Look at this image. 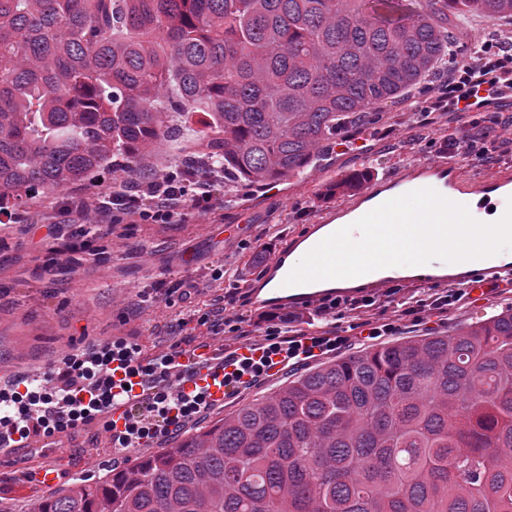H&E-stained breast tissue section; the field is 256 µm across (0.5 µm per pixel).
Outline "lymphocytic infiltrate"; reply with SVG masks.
<instances>
[{"instance_id": "1", "label": "lymphocytic infiltrate", "mask_w": 512, "mask_h": 512, "mask_svg": "<svg viewBox=\"0 0 512 512\" xmlns=\"http://www.w3.org/2000/svg\"><path fill=\"white\" fill-rule=\"evenodd\" d=\"M446 69L448 81L437 101L466 114L470 127L463 141H449V153L484 163L493 161L497 150L493 134L512 121L502 113L487 111L486 106L505 90H512V33L476 39L463 53L450 49ZM215 192L212 180H188L161 169L133 187L110 191L100 199L69 197L61 214L44 215L42 221L49 238L56 241L63 237L61 225L65 222L168 224L187 202L198 212L209 213ZM258 320L267 326L260 357L253 359L233 351L224 359L235 368L228 383L230 394L260 382L274 366L296 368L348 342L344 336L303 334L296 328L293 315L280 311L260 313ZM116 367L124 372L118 382L112 378ZM183 373L176 353L144 364L138 361L133 346L120 341L90 357L73 354L51 364L44 381L25 393L0 390V432L16 433L26 440L77 428L90 422L98 408L112 400L115 386H129L137 377L152 384L155 395L152 402L134 406L124 430L113 433V442L126 448L145 439L170 436L207 408L200 392L170 390L169 378Z\"/></svg>"}]
</instances>
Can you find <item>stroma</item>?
<instances>
[{"instance_id": "obj_1", "label": "stroma", "mask_w": 512, "mask_h": 512, "mask_svg": "<svg viewBox=\"0 0 512 512\" xmlns=\"http://www.w3.org/2000/svg\"><path fill=\"white\" fill-rule=\"evenodd\" d=\"M446 80V73H438L429 92L416 95L413 111L401 104L385 106L381 122L349 136L303 176L255 195L243 189L217 194L215 209L206 215L187 204L173 224H119L109 232L91 224H69L65 242L70 250L59 254L54 242L46 239L45 229H32L31 224L59 209L66 194H36L26 208L0 222V377L45 367L119 339L136 344L142 357L189 351L209 342L229 348L235 337L225 335L223 326L214 321L221 309L242 318L245 341L264 339L265 328L256 322L262 308L252 287L262 281L269 260L289 238L306 233L321 211L340 201V194L326 193V185L355 170L369 171L371 180L377 181L403 165L438 160L435 142L466 133L464 118L431 109ZM185 250L199 255L193 270L156 263L158 255L176 257ZM228 268L235 270L234 279L224 278ZM188 277L198 290L187 304L170 287ZM441 289L435 282L406 284L390 279L375 290L376 304L371 308L336 316L316 314L311 306L301 309L299 329L312 336L349 337L348 349L354 352L368 345L366 323L388 321L398 311L403 317L397 336L403 339L445 334L458 324L512 305V292L496 289L463 300L445 314L404 315L405 300ZM287 379L283 371L258 382L229 397L223 407L194 416L183 429L205 427ZM173 445L168 436L116 448L98 422L60 434L32 452L0 456V512H30L44 497L37 474L40 463L58 466V488L63 491L78 480H98Z\"/></svg>"}]
</instances>
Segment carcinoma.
Wrapping results in <instances>:
<instances>
[{"mask_svg": "<svg viewBox=\"0 0 512 512\" xmlns=\"http://www.w3.org/2000/svg\"><path fill=\"white\" fill-rule=\"evenodd\" d=\"M469 14L512 0H0V214L165 142L226 191L299 176ZM36 512H512V308L318 365Z\"/></svg>", "mask_w": 512, "mask_h": 512, "instance_id": "carcinoma-1", "label": "carcinoma"}]
</instances>
